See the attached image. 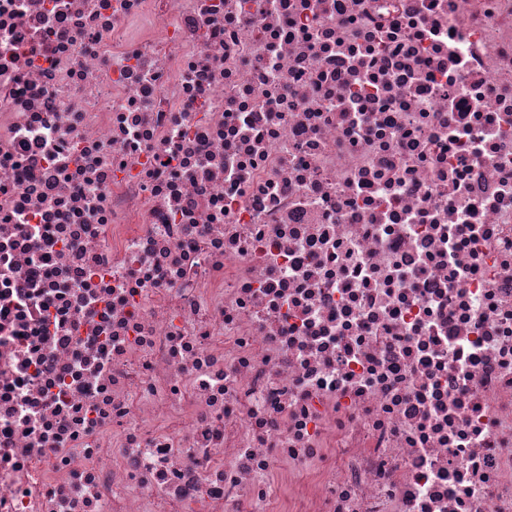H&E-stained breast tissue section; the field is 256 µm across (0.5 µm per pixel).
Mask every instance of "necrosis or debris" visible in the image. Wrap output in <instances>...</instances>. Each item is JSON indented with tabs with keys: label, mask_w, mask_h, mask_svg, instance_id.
Wrapping results in <instances>:
<instances>
[{
	"label": "necrosis or debris",
	"mask_w": 512,
	"mask_h": 512,
	"mask_svg": "<svg viewBox=\"0 0 512 512\" xmlns=\"http://www.w3.org/2000/svg\"><path fill=\"white\" fill-rule=\"evenodd\" d=\"M0 512H512V0H0Z\"/></svg>",
	"instance_id": "obj_1"
}]
</instances>
